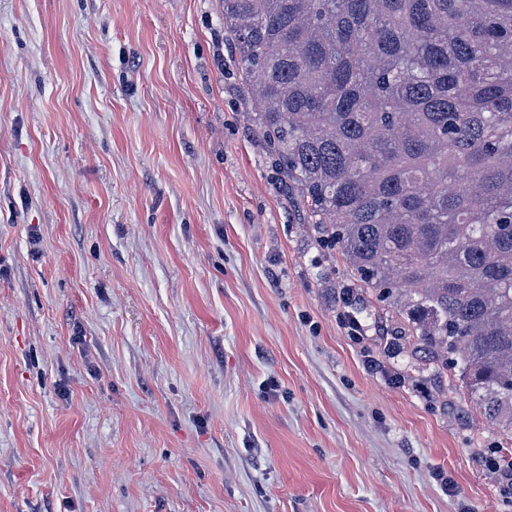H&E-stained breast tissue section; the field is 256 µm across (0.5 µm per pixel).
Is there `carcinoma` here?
<instances>
[{
	"label": "carcinoma",
	"instance_id": "carcinoma-1",
	"mask_svg": "<svg viewBox=\"0 0 512 512\" xmlns=\"http://www.w3.org/2000/svg\"><path fill=\"white\" fill-rule=\"evenodd\" d=\"M319 240L512 433V0H224Z\"/></svg>",
	"mask_w": 512,
	"mask_h": 512
}]
</instances>
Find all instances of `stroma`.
Wrapping results in <instances>:
<instances>
[{
  "instance_id": "1",
  "label": "stroma",
  "mask_w": 512,
  "mask_h": 512,
  "mask_svg": "<svg viewBox=\"0 0 512 512\" xmlns=\"http://www.w3.org/2000/svg\"><path fill=\"white\" fill-rule=\"evenodd\" d=\"M352 285L222 0H0V512H512V436Z\"/></svg>"
}]
</instances>
